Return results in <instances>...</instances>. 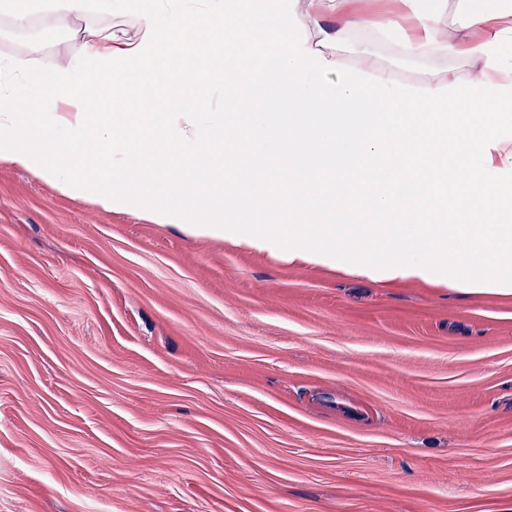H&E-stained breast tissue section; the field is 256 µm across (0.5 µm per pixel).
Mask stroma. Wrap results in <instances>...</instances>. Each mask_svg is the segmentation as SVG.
<instances>
[{"label": "stroma", "instance_id": "1", "mask_svg": "<svg viewBox=\"0 0 512 512\" xmlns=\"http://www.w3.org/2000/svg\"><path fill=\"white\" fill-rule=\"evenodd\" d=\"M66 44L0 21V61ZM277 253L1 161L0 512H512V294Z\"/></svg>", "mask_w": 512, "mask_h": 512}]
</instances>
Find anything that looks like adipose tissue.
Here are the masks:
<instances>
[{
    "label": "adipose tissue",
    "mask_w": 512,
    "mask_h": 512,
    "mask_svg": "<svg viewBox=\"0 0 512 512\" xmlns=\"http://www.w3.org/2000/svg\"><path fill=\"white\" fill-rule=\"evenodd\" d=\"M445 5L438 0H398L396 9L367 14L349 0H49L45 18L69 34L62 56L43 68L34 53L13 56L0 81V161L50 183L68 196H91L102 210L131 213L156 224H183L195 235L220 238L232 225L233 241L247 225L261 224L280 246L282 259L331 263L350 257V272L379 270L390 258L389 278L447 271L449 288L470 294H511L512 279L493 255L512 256V9L472 10L467 27L477 39L449 41ZM109 15L112 30L96 28ZM336 14L343 21L330 26ZM396 36L402 58L471 60L466 79L436 74L401 80L369 52L351 62L342 53L350 34ZM245 41L231 68L213 49ZM199 63L208 85L223 72L232 85L224 127L263 100L266 112L302 108L316 149L300 152L288 140L287 121L259 124V137L281 143L279 153L258 157L253 148L223 142L224 180L210 177L214 144L200 132L204 98L170 109L159 148L163 165L132 164L139 141L119 137L144 125L160 91L178 90L143 77L163 62ZM105 78L104 102L87 118L89 75ZM335 84H328V77ZM95 132L101 148L95 166L76 174L84 140ZM51 162H41L46 152ZM391 154V176L365 171V160ZM163 188L165 201L146 207ZM418 216L415 224H361L362 211ZM445 210L455 224L442 230L430 210ZM321 237L324 250L304 241Z\"/></svg>",
    "instance_id": "obj_1"
}]
</instances>
